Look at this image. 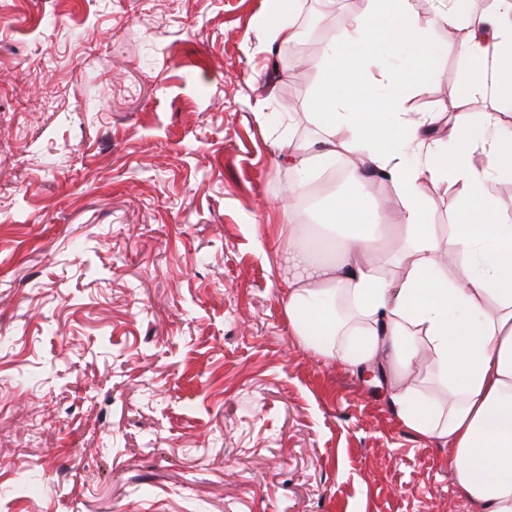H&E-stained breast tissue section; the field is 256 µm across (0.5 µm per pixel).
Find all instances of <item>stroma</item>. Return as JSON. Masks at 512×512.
<instances>
[{
  "mask_svg": "<svg viewBox=\"0 0 512 512\" xmlns=\"http://www.w3.org/2000/svg\"><path fill=\"white\" fill-rule=\"evenodd\" d=\"M0 0V512H479L383 378L303 351L268 231L313 65L367 0ZM443 49L408 107L451 117ZM298 113L269 123L271 102ZM276 19L264 26L265 44L268 48L281 47L299 43L303 32L292 18L298 9L300 0H277Z\"/></svg>",
  "mask_w": 512,
  "mask_h": 512,
  "instance_id": "obj_1",
  "label": "stroma"
}]
</instances>
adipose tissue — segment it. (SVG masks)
<instances>
[{
    "label": "adipose tissue",
    "mask_w": 512,
    "mask_h": 512,
    "mask_svg": "<svg viewBox=\"0 0 512 512\" xmlns=\"http://www.w3.org/2000/svg\"><path fill=\"white\" fill-rule=\"evenodd\" d=\"M323 46L320 82L309 120L314 138L277 142L281 161L305 183L345 167L355 197H332L328 211L344 237L331 261L313 257L303 215L289 210L277 225L288 254L284 312L299 344L343 369L381 371L392 402L413 436L447 445L458 485L483 512H512V202L486 198L487 180L512 173V121L500 112L473 117L474 97L512 99V0L474 11L469 0L437 21L459 32L461 52L478 61L466 72L470 95L455 112H411V71L437 79L440 57L419 24L412 0H369ZM264 26L267 47L299 43V0H277ZM386 88L381 106L361 104ZM452 178L463 194L448 202L447 232L429 224L428 179ZM388 183L398 210L374 191ZM433 368L444 404L421 397L422 370Z\"/></svg>",
    "instance_id": "ef3b65f1"
}]
</instances>
